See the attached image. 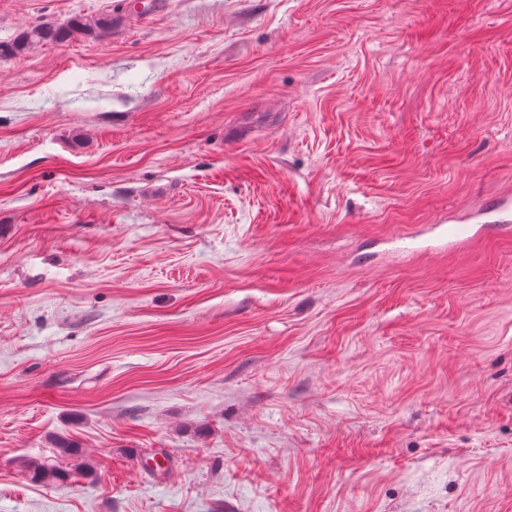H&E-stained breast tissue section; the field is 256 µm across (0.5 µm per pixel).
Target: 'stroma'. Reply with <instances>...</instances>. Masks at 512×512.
Segmentation results:
<instances>
[{"label": "stroma", "instance_id": "stroma-1", "mask_svg": "<svg viewBox=\"0 0 512 512\" xmlns=\"http://www.w3.org/2000/svg\"><path fill=\"white\" fill-rule=\"evenodd\" d=\"M113 2L0 0V512H512V0ZM68 33L69 29L56 27L54 25L34 26L13 41H1L0 56L20 54L34 44L61 41L67 37ZM53 460H40V461H29L24 467L28 472V477L31 482L44 483L51 479H55L64 476Z\"/></svg>", "mask_w": 512, "mask_h": 512}]
</instances>
